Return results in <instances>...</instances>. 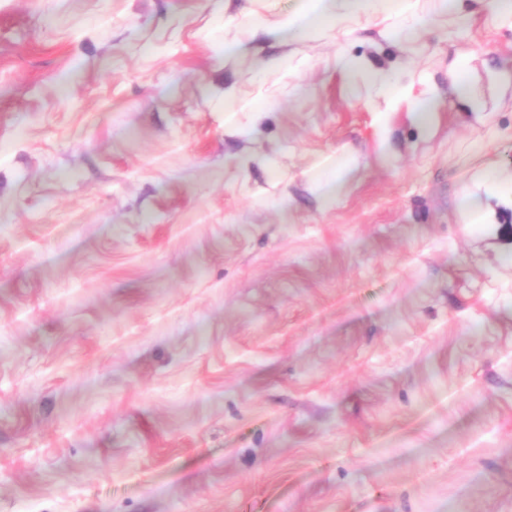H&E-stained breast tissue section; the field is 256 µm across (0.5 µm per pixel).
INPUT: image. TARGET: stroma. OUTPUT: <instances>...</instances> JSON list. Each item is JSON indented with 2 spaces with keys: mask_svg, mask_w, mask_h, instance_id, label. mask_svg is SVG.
<instances>
[{
  "mask_svg": "<svg viewBox=\"0 0 512 512\" xmlns=\"http://www.w3.org/2000/svg\"><path fill=\"white\" fill-rule=\"evenodd\" d=\"M463 2L395 41L292 38L299 0H0V512H512L480 180L512 173V21ZM340 66L345 71H362L366 77L378 87L381 95L385 98L394 99L399 97L403 92V86L391 75L373 68L368 64L362 63L360 60L353 59L349 56H343L340 59ZM353 165L349 159L344 157L333 163L331 160H324L318 164V169L326 177L327 181L336 182L337 187H343L352 175Z\"/></svg>",
  "mask_w": 512,
  "mask_h": 512,
  "instance_id": "1",
  "label": "stroma"
}]
</instances>
